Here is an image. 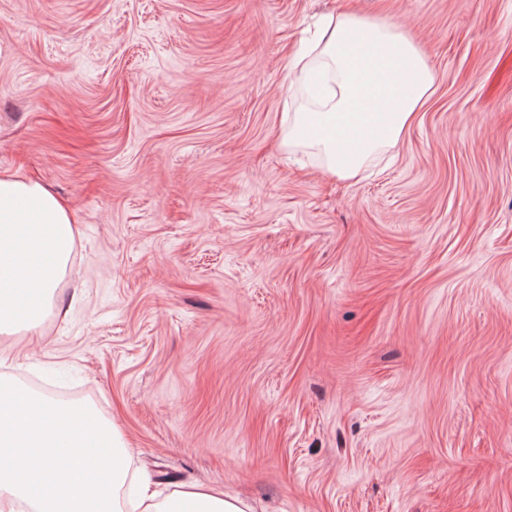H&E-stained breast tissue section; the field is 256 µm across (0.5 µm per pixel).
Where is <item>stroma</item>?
Masks as SVG:
<instances>
[{
  "label": "stroma",
  "instance_id": "35a3bbf8",
  "mask_svg": "<svg viewBox=\"0 0 512 512\" xmlns=\"http://www.w3.org/2000/svg\"><path fill=\"white\" fill-rule=\"evenodd\" d=\"M346 1L437 76L350 181L283 143ZM0 169L79 219L0 373L111 418L132 480L512 512V0H0Z\"/></svg>",
  "mask_w": 512,
  "mask_h": 512
}]
</instances>
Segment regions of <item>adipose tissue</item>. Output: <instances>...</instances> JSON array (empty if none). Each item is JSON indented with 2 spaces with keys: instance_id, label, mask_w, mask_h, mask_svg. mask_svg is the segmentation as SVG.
<instances>
[{
  "instance_id": "obj_1",
  "label": "adipose tissue",
  "mask_w": 512,
  "mask_h": 512,
  "mask_svg": "<svg viewBox=\"0 0 512 512\" xmlns=\"http://www.w3.org/2000/svg\"><path fill=\"white\" fill-rule=\"evenodd\" d=\"M341 77L318 106L295 113L289 143L305 136L326 172L349 180L368 157L395 146L434 90L436 76L402 25L353 9L324 17L311 58ZM77 218L48 187L0 171V335L37 334L66 273ZM131 450L111 420L88 404L61 403L0 378V512H253L250 503L192 485L158 497L143 483L126 499Z\"/></svg>"
}]
</instances>
